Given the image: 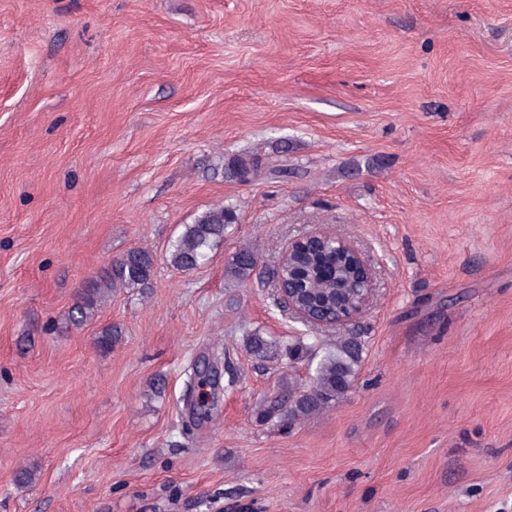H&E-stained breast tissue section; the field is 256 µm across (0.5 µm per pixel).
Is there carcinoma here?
<instances>
[{
  "label": "carcinoma",
  "instance_id": "1",
  "mask_svg": "<svg viewBox=\"0 0 512 512\" xmlns=\"http://www.w3.org/2000/svg\"><path fill=\"white\" fill-rule=\"evenodd\" d=\"M267 171V163L257 153L236 156L224 164V174L232 181L250 183ZM237 223L236 210L226 205L213 206L198 214L192 223L186 224L172 245L167 262L181 271H193L205 266L212 250L224 242L229 227ZM257 264V253L250 247L237 249L224 264V280L234 283L248 281ZM155 269L154 255L143 248H131L102 269L80 289L76 302L68 312V321L83 326L93 321L102 307L118 288H146ZM296 278L302 286L316 293L331 297L336 293V281L324 278L311 270V260L297 265ZM122 335L116 324L104 328L96 343L108 352ZM247 351L258 361L281 354L292 359L309 356L320 349L315 336L309 342L278 344L261 335L250 333L246 341ZM365 342L357 336L339 338L323 355L315 368L313 381L308 390L301 393L284 380L279 388L261 403L257 416L263 423H271L287 429L310 419L331 407L353 385L364 352Z\"/></svg>",
  "mask_w": 512,
  "mask_h": 512
}]
</instances>
